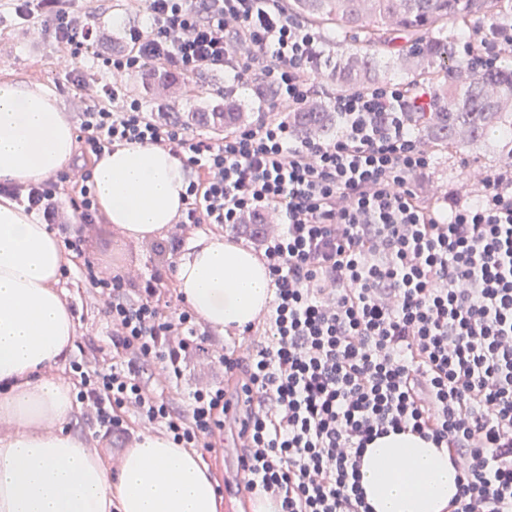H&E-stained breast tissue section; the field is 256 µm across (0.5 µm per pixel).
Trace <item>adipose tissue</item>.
I'll return each mask as SVG.
<instances>
[{
	"instance_id": "obj_1",
	"label": "adipose tissue",
	"mask_w": 512,
	"mask_h": 512,
	"mask_svg": "<svg viewBox=\"0 0 512 512\" xmlns=\"http://www.w3.org/2000/svg\"><path fill=\"white\" fill-rule=\"evenodd\" d=\"M73 126L39 86L0 84V180L39 183L75 154ZM101 212L132 241L162 236L177 220L186 189L168 151L117 147L95 161ZM70 257L23 205L0 196V512H217L215 486L195 450L142 432L110 469L68 433L71 384L49 370L69 351L77 322L58 288ZM176 285L197 316L241 328L272 299L263 261L221 236L195 239L176 264ZM374 512H442L459 490L447 453L412 434L372 442L361 466Z\"/></svg>"
}]
</instances>
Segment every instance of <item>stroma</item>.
Returning <instances> with one entry per match:
<instances>
[{"label": "stroma", "instance_id": "stroma-1", "mask_svg": "<svg viewBox=\"0 0 512 512\" xmlns=\"http://www.w3.org/2000/svg\"><path fill=\"white\" fill-rule=\"evenodd\" d=\"M71 7L78 12H92L100 29L97 44L78 62L87 83L86 96H74L63 51L42 35L39 26H25L16 17L11 0H0V83L42 86L57 97L61 111L74 122L79 112L92 104L98 87L111 83L112 76L102 68L101 59L124 49L123 36L128 28L145 24L146 4L144 0H72ZM123 82L128 94L142 100L153 95L183 112L213 107L222 103L225 95V79L220 72L203 77L199 88L190 92L180 85L167 89L147 87L137 72L127 74ZM501 166L489 144L452 156L439 153L422 183L430 195L445 206L456 187L466 182L470 171L494 172ZM84 234V253L74 258L69 275L61 277L58 283L78 318L74 347L52 370L53 375L66 379L71 376L70 361L80 359L89 351H96L100 362L112 360L101 303L79 278L78 268L91 262L104 273L119 272L135 283L149 278L157 268L148 244L126 240L107 222L85 225ZM222 376V369L210 362L207 353L193 352L184 360L178 386L170 390L169 395L178 398L180 392L209 384Z\"/></svg>", "mask_w": 512, "mask_h": 512}]
</instances>
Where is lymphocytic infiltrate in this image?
I'll return each mask as SVG.
<instances>
[{
  "label": "lymphocytic infiltrate",
  "mask_w": 512,
  "mask_h": 512,
  "mask_svg": "<svg viewBox=\"0 0 512 512\" xmlns=\"http://www.w3.org/2000/svg\"><path fill=\"white\" fill-rule=\"evenodd\" d=\"M67 0H18L71 60L98 41L86 12ZM147 29L103 58L112 85L79 116L85 158L128 144L164 149L189 172L179 224L243 223L256 214L284 224L263 257L273 299L248 323L238 353L215 344L185 302L163 300L160 276L132 286L86 270L110 326L112 362H72L75 395L105 440L136 430L201 455L225 432L241 450L249 501L275 512H372L361 461L374 440L410 433L444 450L459 491L443 512H512V164L477 172L481 188L441 208L419 179L434 150L411 130L430 88L403 83L334 96L340 131L296 138L288 114L317 97L308 63L321 41L284 0H148ZM473 68L512 57V27L475 29ZM195 78L224 71L275 95L256 122L215 140L152 118L125 93L122 75L150 64ZM82 223L98 206L91 172L8 185L29 212L52 219L61 184ZM194 350L209 352L235 386L189 392L175 409L167 390ZM162 364L164 380L147 370Z\"/></svg>",
  "instance_id": "f902f5d3"
}]
</instances>
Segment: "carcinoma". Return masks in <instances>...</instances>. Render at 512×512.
Instances as JSON below:
<instances>
[{
  "instance_id": "obj_1",
  "label": "carcinoma",
  "mask_w": 512,
  "mask_h": 512,
  "mask_svg": "<svg viewBox=\"0 0 512 512\" xmlns=\"http://www.w3.org/2000/svg\"><path fill=\"white\" fill-rule=\"evenodd\" d=\"M288 13L336 34L341 63L332 74L339 90L366 88L397 79L433 90L431 109L411 113L415 132L432 146L460 152L491 141L512 159V68L473 71L461 52L479 21L512 25V0H288ZM402 45L399 62H382ZM300 138L336 133V114L311 108L288 115ZM191 120L217 131L243 121L238 104L227 102Z\"/></svg>"
}]
</instances>
